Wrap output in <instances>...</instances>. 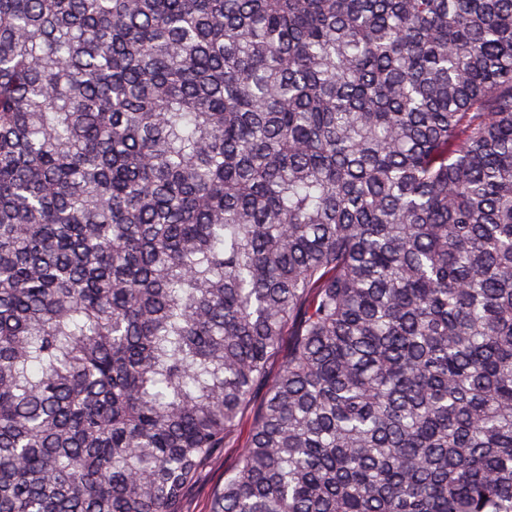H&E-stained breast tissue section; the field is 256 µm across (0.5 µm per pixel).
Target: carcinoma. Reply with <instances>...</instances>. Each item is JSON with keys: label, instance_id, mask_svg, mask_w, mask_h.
<instances>
[{"label": "carcinoma", "instance_id": "carcinoma-1", "mask_svg": "<svg viewBox=\"0 0 512 512\" xmlns=\"http://www.w3.org/2000/svg\"><path fill=\"white\" fill-rule=\"evenodd\" d=\"M259 389L210 512H512V0H0V512Z\"/></svg>", "mask_w": 512, "mask_h": 512}]
</instances>
